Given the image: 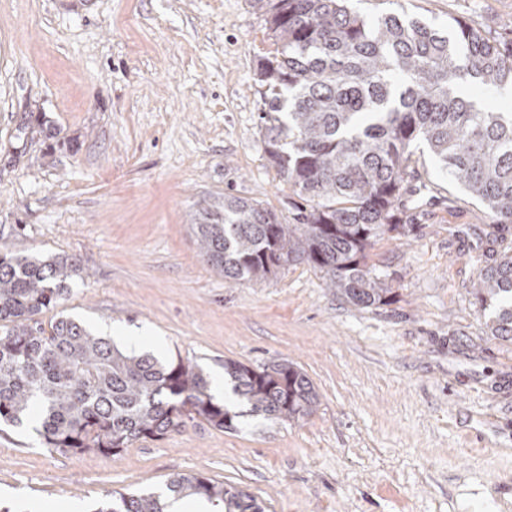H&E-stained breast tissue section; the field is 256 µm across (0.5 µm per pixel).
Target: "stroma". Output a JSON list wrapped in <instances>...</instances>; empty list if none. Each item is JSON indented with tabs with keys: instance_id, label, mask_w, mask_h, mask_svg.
Returning a JSON list of instances; mask_svg holds the SVG:
<instances>
[{
	"instance_id": "stroma-1",
	"label": "stroma",
	"mask_w": 512,
	"mask_h": 512,
	"mask_svg": "<svg viewBox=\"0 0 512 512\" xmlns=\"http://www.w3.org/2000/svg\"><path fill=\"white\" fill-rule=\"evenodd\" d=\"M445 31L475 21L512 40V0H398ZM276 45L258 0H0V248L65 253L86 272L43 325L137 336L208 375L225 360H287L316 411L236 430L188 422L116 457L44 448L35 422L0 425V512L162 492L182 475L248 490L266 512H512V343L475 296L476 236L512 247V224L442 172L426 148L404 196L408 236L368 262L391 304L359 308L305 263L261 283L224 281L191 224L225 194L293 221L269 160L259 59Z\"/></svg>"
}]
</instances>
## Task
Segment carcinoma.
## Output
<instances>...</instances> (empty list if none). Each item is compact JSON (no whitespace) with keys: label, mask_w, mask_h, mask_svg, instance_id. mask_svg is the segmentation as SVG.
Instances as JSON below:
<instances>
[{"label":"carcinoma","mask_w":512,"mask_h":512,"mask_svg":"<svg viewBox=\"0 0 512 512\" xmlns=\"http://www.w3.org/2000/svg\"><path fill=\"white\" fill-rule=\"evenodd\" d=\"M276 54L260 60V120L267 153L302 200L284 224L257 201L224 195L202 209L192 231L200 256L224 279L261 282L305 262L354 306L390 304L392 288L367 263L388 232H408L398 202L408 191L411 147L431 155L496 224H512V112L462 95L459 87L512 85V43L478 23L442 33L396 9L370 21L348 0H266ZM477 282L490 334L512 341V252L488 247ZM81 260L0 251V422L36 417L45 447L118 456L200 416L234 431L237 415L214 401L195 362H161L123 351L69 318L45 330ZM232 391L273 424L299 422L319 397L286 360L253 368L224 361ZM169 490L198 495L224 512H265L256 497L201 476ZM97 512H164L152 493L120 497Z\"/></svg>","instance_id":"cac0c4a2"}]
</instances>
